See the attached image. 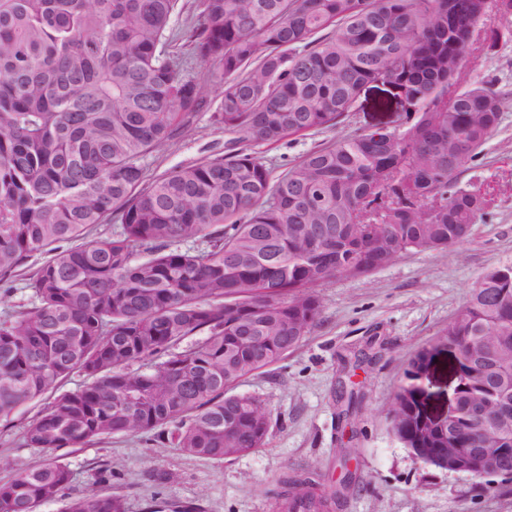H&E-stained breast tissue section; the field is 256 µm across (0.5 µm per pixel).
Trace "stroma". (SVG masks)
Returning <instances> with one entry per match:
<instances>
[{"instance_id":"35a3bbf8","label":"stroma","mask_w":512,"mask_h":512,"mask_svg":"<svg viewBox=\"0 0 512 512\" xmlns=\"http://www.w3.org/2000/svg\"><path fill=\"white\" fill-rule=\"evenodd\" d=\"M494 52L476 36L465 63L471 77L492 75L512 92V17L495 19ZM219 93L197 112L189 128L162 151L144 159L149 176H161L225 154L234 134L214 119ZM399 105L380 87L362 94L356 112L338 129H324L257 147L274 172L337 135L375 124L396 125ZM478 182L495 197L490 214L469 240L447 249L406 253L357 278L320 286L321 311L301 343L280 363L239 382L235 391L256 397L271 413L265 448L223 462L200 460L172 448H148L136 437L116 435L66 451L74 492L97 486L101 465L114 471L111 487L127 498V512H148L154 495L190 501L201 512H274L279 479L293 471L317 472L336 492L338 512H512V481L452 473L417 458L394 434V396L409 382L419 351L435 344L472 288L488 270L512 263V106L484 145L463 184ZM345 382L350 404L334 391ZM40 404L0 422V483L39 463L43 455L23 445ZM169 471L161 486L145 482L148 470Z\"/></svg>"}]
</instances>
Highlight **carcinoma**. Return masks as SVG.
I'll use <instances>...</instances> for the list:
<instances>
[{
  "mask_svg": "<svg viewBox=\"0 0 512 512\" xmlns=\"http://www.w3.org/2000/svg\"><path fill=\"white\" fill-rule=\"evenodd\" d=\"M0 0V299L30 257L48 258L35 301L0 319V420L49 395L23 445L43 461L0 484V512H126L122 494L71 492L58 454L138 434L202 460L267 445L270 414L234 393L316 322L315 288L361 278L404 253L468 239L493 200L460 185L512 94L472 79L470 28L512 16V0ZM184 40L213 66L216 119L257 145L340 126L369 85L409 99L404 122L323 143L279 175L239 149L150 178L208 101L181 75ZM120 221L110 236H91ZM190 240L201 245L181 248ZM460 351L461 400L512 403V263L494 268L442 331ZM80 372L88 383L60 393ZM395 395L394 434L437 465L475 456L476 426L422 423ZM507 449L512 418L484 425ZM316 473L280 481L277 512H336Z\"/></svg>",
  "mask_w": 512,
  "mask_h": 512,
  "instance_id": "carcinoma-1",
  "label": "carcinoma"
}]
</instances>
